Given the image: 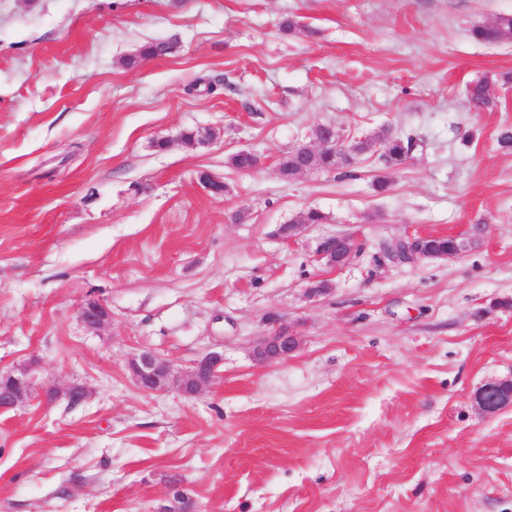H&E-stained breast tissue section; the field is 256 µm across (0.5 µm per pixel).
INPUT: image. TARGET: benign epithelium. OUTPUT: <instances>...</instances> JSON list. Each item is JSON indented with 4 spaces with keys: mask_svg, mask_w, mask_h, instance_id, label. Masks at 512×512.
I'll use <instances>...</instances> for the list:
<instances>
[{
    "mask_svg": "<svg viewBox=\"0 0 512 512\" xmlns=\"http://www.w3.org/2000/svg\"><path fill=\"white\" fill-rule=\"evenodd\" d=\"M333 135L317 141V147L302 146L303 157L328 149L335 153L346 150L340 135L334 134V125H327ZM406 251L404 256L396 254V261L406 257L413 261L418 257L451 258L456 253L430 252L424 249L412 236L405 237ZM355 244L353 239L345 236H331L323 239L316 250V258L328 266H338L347 263ZM82 324L91 331L103 328L112 318L111 311L97 300L87 301L79 314ZM298 348L295 337L281 331L271 336L259 339L254 354L258 361H285ZM224 363V355L210 352L197 359L187 368L179 370L167 359L149 351H143L132 357L128 362V370L135 385L147 393L174 390L187 398L201 395L210 388L219 377V368ZM32 392V380L29 369L22 368L14 372L0 375V413L9 412L26 404ZM50 399L66 400L75 405L89 397L87 387L81 384H70L66 387L52 386L49 388ZM476 406L486 416L498 414L512 406V380H492L483 384L474 394ZM182 506L183 512H194L193 501L180 489H174L169 498V504L160 508V512H175L177 506Z\"/></svg>",
    "mask_w": 512,
    "mask_h": 512,
    "instance_id": "1",
    "label": "benign epithelium"
}]
</instances>
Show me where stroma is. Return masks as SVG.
Listing matches in <instances>:
<instances>
[{
	"label": "stroma",
	"mask_w": 512,
	"mask_h": 512,
	"mask_svg": "<svg viewBox=\"0 0 512 512\" xmlns=\"http://www.w3.org/2000/svg\"><path fill=\"white\" fill-rule=\"evenodd\" d=\"M504 13L512 0H0V373L38 366L32 401L0 414V512H158L176 485L198 512H512V408L474 403L512 378V154L496 148L512 40L470 36ZM149 41L176 48L123 68ZM484 77L493 112L466 95ZM320 123L424 148L398 171L375 148L353 177L283 181ZM201 127L218 140L182 141ZM244 147L254 171L229 162ZM309 208L326 223L282 239ZM478 221L486 237L447 260L382 251ZM335 235L357 245L340 268L315 258ZM91 298L112 312L97 332L79 319ZM282 329L298 349L256 361ZM146 350L224 364L196 398L146 393L127 369ZM72 383L90 398L46 401ZM476 406L485 416L498 414L512 406V380H492L474 394Z\"/></svg>",
	"instance_id": "1"
}]
</instances>
